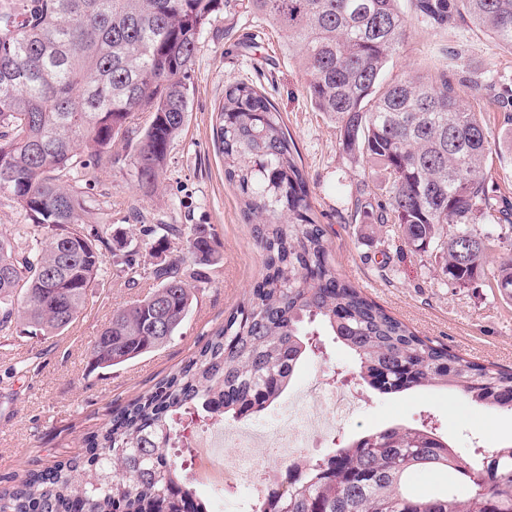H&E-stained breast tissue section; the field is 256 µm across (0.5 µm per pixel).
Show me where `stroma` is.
Wrapping results in <instances>:
<instances>
[{
    "label": "stroma",
    "instance_id": "stroma-1",
    "mask_svg": "<svg viewBox=\"0 0 512 512\" xmlns=\"http://www.w3.org/2000/svg\"><path fill=\"white\" fill-rule=\"evenodd\" d=\"M400 6L408 14V27L399 54L387 65L386 80L447 75L463 103L481 114L493 136H500L505 115L494 105L490 89L512 85V49L467 16L436 29L413 14L410 0H401ZM230 80L254 85L281 112L317 217L329 227V258L340 276L420 335L471 360L512 368V301L502 299L489 279L451 283L441 272L439 255L412 251L391 227L378 226L372 182L362 164L343 150L335 122L312 105L305 74L279 32L253 14L241 12L228 22L218 13L201 35L190 71V110L158 182L142 187L134 177L133 153L141 128L150 121L143 112L128 141L113 145L84 190L112 216L104 238L117 235L130 242L142 266L154 267L186 250L184 241L174 240L165 254H158L144 233L149 224L204 229L218 239L220 259L207 264L187 260L185 273L197 300L180 337L114 370L90 367L91 345L113 310L155 285L148 277L129 286L118 257H106L86 308L64 332H0V491L27 470L83 454L86 435L101 427L113 408L149 391L191 357L259 277L260 252L237 191L224 176L216 139L224 85ZM484 177L492 197L512 202V150L504 147L491 155ZM358 200L366 204L359 212L354 209ZM322 342L324 352L304 361L289 396L317 381L351 392L358 410L337 423L322 448L308 449V456H321L323 449L340 447L349 437L392 424L417 425L426 413L434 415L438 434L466 461H474L478 449L512 443V411L475 407L441 388L378 394L358 378L345 346L329 336Z\"/></svg>",
    "mask_w": 512,
    "mask_h": 512
}]
</instances>
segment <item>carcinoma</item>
<instances>
[{
  "label": "carcinoma",
  "instance_id": "carcinoma-1",
  "mask_svg": "<svg viewBox=\"0 0 512 512\" xmlns=\"http://www.w3.org/2000/svg\"><path fill=\"white\" fill-rule=\"evenodd\" d=\"M417 17L445 26L464 9L512 46V0H412ZM241 10L265 18L303 68L315 108L338 124L341 145L385 197L391 224L416 252L441 254L459 285L490 277L512 300V258L488 269L489 250L512 246V209L494 207L484 168L493 143L481 116L443 78L384 80L407 18L399 0H0V194L30 223L0 233V332L64 331L85 307L105 264L108 213L82 191L136 114L151 113L133 155L137 182L155 184L188 112V79L211 16ZM218 138L224 172L253 224L263 274L249 297L178 369L112 412L73 456L30 470L0 492V512H210L184 466V422L255 415L288 389L310 337L353 351L359 377L382 394L439 387L471 405L512 410V371L481 365L418 336L342 280L328 231L313 209L295 142L280 112L243 81L224 88ZM496 212L493 223L483 220ZM156 243L183 235L184 255L141 266L122 260L127 283L157 285L113 311L91 345L94 369L121 367L174 340L196 291L187 258L216 260L202 231L152 224ZM27 240L23 247L16 238ZM456 473L471 484L418 492L417 470ZM248 512H512V445L461 459L430 424L393 425L288 467Z\"/></svg>",
  "mask_w": 512,
  "mask_h": 512
}]
</instances>
